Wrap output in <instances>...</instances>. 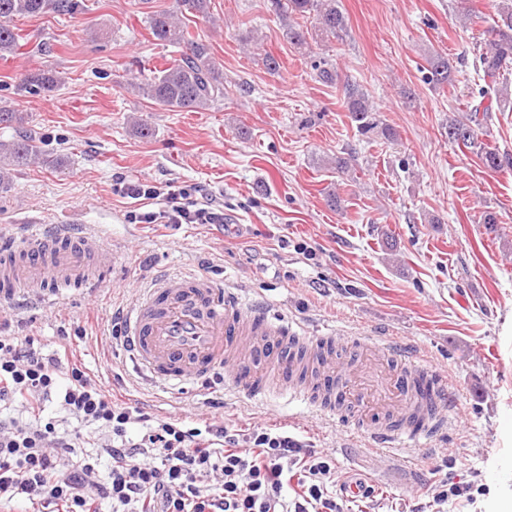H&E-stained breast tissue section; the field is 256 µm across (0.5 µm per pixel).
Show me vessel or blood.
Returning a JSON list of instances; mask_svg holds the SVG:
<instances>
[{"instance_id":"1","label":"vessel or blood","mask_w":512,"mask_h":512,"mask_svg":"<svg viewBox=\"0 0 512 512\" xmlns=\"http://www.w3.org/2000/svg\"><path fill=\"white\" fill-rule=\"evenodd\" d=\"M55 247L40 249L28 267L0 262V304L12 301L31 278L84 284L91 279L87 263L98 252L96 239L67 225L49 231ZM127 340L125 356L142 377L172 387L202 382L218 368L231 371L237 391L258 396L268 390L296 396L306 386L297 379L300 368V336L291 327L273 322L266 313L241 307L238 297L206 277L160 276L123 313ZM318 371L323 381H334L329 401L350 396L371 397L372 408L361 429L377 443L398 442L409 446L442 430L451 403L440 389L435 371H419L398 363V351L390 341L374 342L377 360L356 367L345 378L336 375V339L320 337ZM427 378L434 389L425 405L422 425L408 432L389 433L385 418L407 409L415 379Z\"/></svg>"}]
</instances>
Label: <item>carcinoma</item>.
Masks as SVG:
<instances>
[{"instance_id":"obj_1","label":"carcinoma","mask_w":512,"mask_h":512,"mask_svg":"<svg viewBox=\"0 0 512 512\" xmlns=\"http://www.w3.org/2000/svg\"><path fill=\"white\" fill-rule=\"evenodd\" d=\"M340 0H270L271 8L281 18L313 17L317 30L326 39H340L347 32V23ZM81 7L79 0H0V57L14 55L21 49L20 35L13 21L36 17L48 11L71 15ZM153 36L171 45L185 48L182 58L159 71L138 86V91L170 111L204 109L224 99V69L210 57L208 47L190 36L187 26L170 11H157L149 17ZM283 39L296 49H304L306 34L297 22L283 24ZM512 69V0H499L497 19L488 31V38L479 52V71L485 85L479 90L480 101L457 118L448 121V142L475 154L483 166L497 171L512 163V156L500 152L479 139L482 122L490 117L493 106L512 108V93L499 84L500 76ZM424 82L433 87L451 86L455 73L448 58L431 53L424 66ZM58 78L49 70L25 76L20 88L29 93L51 92ZM344 106L357 132L366 136L378 132L387 141L397 140L396 132L383 125L361 86L345 85ZM40 159V148L32 136L21 132L10 141L0 140V189L10 179L7 170H16Z\"/></svg>"}]
</instances>
